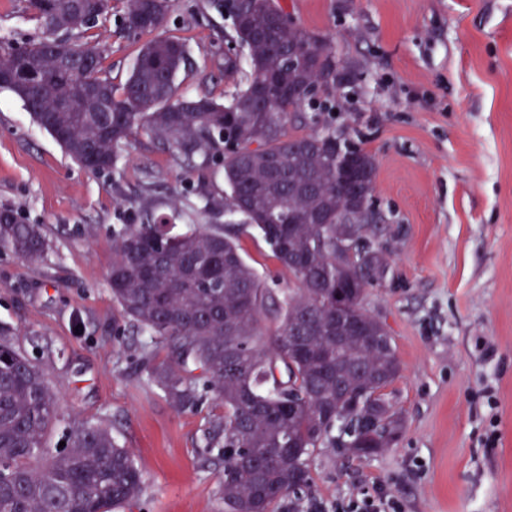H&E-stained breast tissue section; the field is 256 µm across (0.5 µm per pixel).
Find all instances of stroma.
Wrapping results in <instances>:
<instances>
[{
    "instance_id": "obj_1",
    "label": "stroma",
    "mask_w": 512,
    "mask_h": 512,
    "mask_svg": "<svg viewBox=\"0 0 512 512\" xmlns=\"http://www.w3.org/2000/svg\"><path fill=\"white\" fill-rule=\"evenodd\" d=\"M280 2L347 74L329 121L377 159L386 221L372 238L389 269L365 307L393 337L402 367L393 399L405 419L397 444L370 459L325 449L300 506L349 512L379 494L395 512H512V0ZM124 8L112 0L110 20L88 34L117 85L139 48L120 29ZM41 34L26 0H0V44ZM158 34L189 50L177 94L230 96L221 65L240 48L226 11L170 0ZM119 153L110 173L80 168L0 90V205L50 242L37 264L0 250V325L38 357L57 396L49 448L88 422L131 451L143 492L119 512H224L221 457L205 442L224 409H177L139 367L140 334L114 346L108 274L114 227L173 207L197 215L201 196L221 206L227 188L215 168L151 136ZM242 245L265 287L290 285L260 236Z\"/></svg>"
}]
</instances>
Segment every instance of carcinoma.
I'll list each match as a JSON object with an SVG mask.
<instances>
[{"label": "carcinoma", "instance_id": "cac0c4a2", "mask_svg": "<svg viewBox=\"0 0 512 512\" xmlns=\"http://www.w3.org/2000/svg\"><path fill=\"white\" fill-rule=\"evenodd\" d=\"M28 2L42 36L0 46V73L13 77L4 89L71 160L108 172L120 146L146 133L191 164L223 168L234 230L193 224L176 232L171 216L112 230L114 339L122 344L127 326L146 336L140 366L176 408H196L205 393L224 407L206 446L224 449L225 512H301L295 496L321 449L343 445L368 459L405 427L402 413L382 406L401 371L393 339L364 306L387 258L368 237L371 225L341 223L353 202L342 170L358 175L356 198L372 199L375 156L332 127L305 129L300 113L309 95L329 97L345 84L336 58L279 0H225L249 67L227 100L177 96L188 48L161 36L141 46L118 89L103 53L87 42L112 0ZM168 9L169 0H125L122 29L134 38L152 33ZM62 36L95 50L110 111L58 107L81 87L77 70L49 49ZM289 47L302 50L293 65L284 57ZM251 230L294 287L279 295L265 288L243 257L241 239ZM49 248L38 225L3 211L0 250L38 263ZM160 345L169 355L157 362ZM189 360L201 374H185ZM56 422L57 399L39 365L0 342V512H116L139 498L143 480L132 453L108 429L79 424L58 453L47 448Z\"/></svg>", "mask_w": 512, "mask_h": 512}]
</instances>
